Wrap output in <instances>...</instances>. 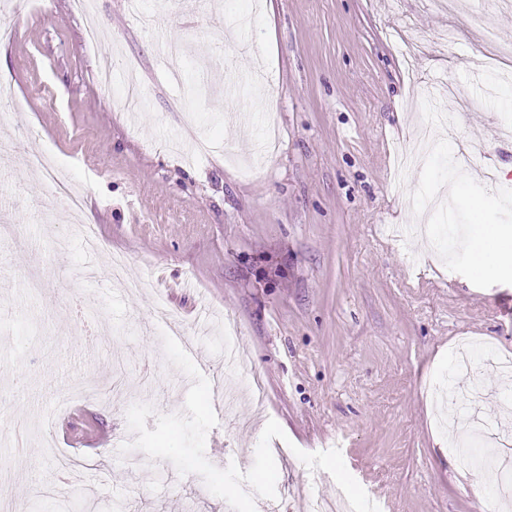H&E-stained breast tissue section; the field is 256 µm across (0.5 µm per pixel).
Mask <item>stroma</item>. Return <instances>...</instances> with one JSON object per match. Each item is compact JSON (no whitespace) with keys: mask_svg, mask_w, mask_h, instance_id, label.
Returning <instances> with one entry per match:
<instances>
[{"mask_svg":"<svg viewBox=\"0 0 512 512\" xmlns=\"http://www.w3.org/2000/svg\"><path fill=\"white\" fill-rule=\"evenodd\" d=\"M145 0L151 29L127 0H71L20 10L0 39V481L25 512H232L196 474L121 453L132 404L184 410L189 376L166 360L154 317L205 358L224 355L221 317L238 324L246 361L229 382L205 454L249 470L268 420L298 450L339 448L382 512H483L492 486L448 451L447 414L432 396L461 341L512 353V269L474 284L448 222L480 198V218L512 234V72L480 66L484 28L512 44L505 0ZM249 14L253 24L235 25ZM182 42L170 58L166 45ZM112 61V82L99 79ZM448 114L420 166L393 155ZM47 152L54 171L31 169ZM76 183L102 249L89 255L74 215L51 190ZM443 227L437 238L387 226ZM150 288L127 292L109 258ZM88 298L87 338L70 314ZM207 301L218 320L191 312ZM265 388L255 408L252 380ZM87 382L92 436L71 445L58 391ZM472 415L501 416L512 380L491 370ZM74 447L65 490L41 447L46 431ZM278 496L256 512H305L336 497L323 470L275 459ZM101 482H89L91 473Z\"/></svg>","mask_w":512,"mask_h":512,"instance_id":"obj_1","label":"stroma"}]
</instances>
